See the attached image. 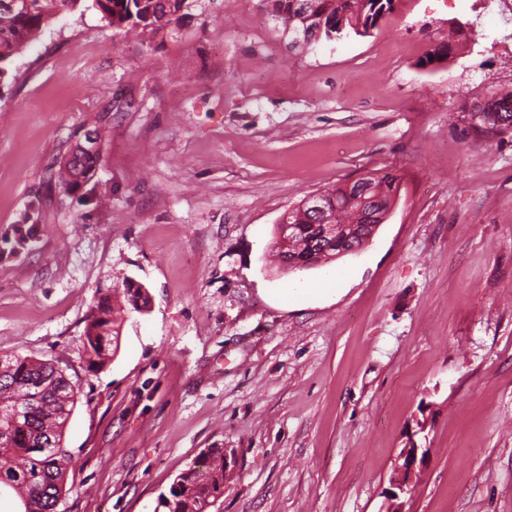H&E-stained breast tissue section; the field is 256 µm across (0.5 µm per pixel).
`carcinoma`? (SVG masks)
Segmentation results:
<instances>
[{
	"label": "carcinoma",
	"mask_w": 512,
	"mask_h": 512,
	"mask_svg": "<svg viewBox=\"0 0 512 512\" xmlns=\"http://www.w3.org/2000/svg\"><path fill=\"white\" fill-rule=\"evenodd\" d=\"M83 0H18L13 8L0 6V66L20 55L63 12L80 7ZM201 0H92L109 26L118 30L138 27L152 32L166 25L182 24L192 16ZM273 17L281 21L291 43L311 45L340 40L354 34L367 36L394 0H264ZM464 34L457 25L448 39L437 43L421 66L441 64L456 50L455 36ZM478 113L476 126L483 131H512V93H492ZM98 158L73 154L63 164L58 184L75 189L86 183ZM399 192L393 173L369 175L352 186L336 185L320 193L324 211L317 215L304 203L289 209L282 220L297 225L288 244H277L280 263L288 258H313L320 243L322 225L341 224L344 234L339 247L358 250L373 231L367 214L384 216ZM134 306L131 289L113 290L93 303L82 337V351L93 372L112 357L118 343L116 315L124 306ZM77 393L63 372L49 361L21 355L0 357V485L12 487L24 501V512H57L66 493L69 458L62 448L63 430L76 404ZM224 494V449L208 448L174 481L168 494L158 499L155 512H205Z\"/></svg>",
	"instance_id": "1"
}]
</instances>
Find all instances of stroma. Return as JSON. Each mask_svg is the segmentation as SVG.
<instances>
[{"mask_svg":"<svg viewBox=\"0 0 512 512\" xmlns=\"http://www.w3.org/2000/svg\"><path fill=\"white\" fill-rule=\"evenodd\" d=\"M465 31L447 62H419ZM496 0H395L372 36L293 51L262 0L126 35L61 15L0 78V355L77 391L59 512H154L207 448L211 512H386L410 433L408 512H512V132L471 125L512 87ZM93 177L56 188L87 128ZM398 175L360 250L279 269L283 213ZM149 294L88 372L101 292Z\"/></svg>","mask_w":512,"mask_h":512,"instance_id":"obj_1","label":"stroma"}]
</instances>
